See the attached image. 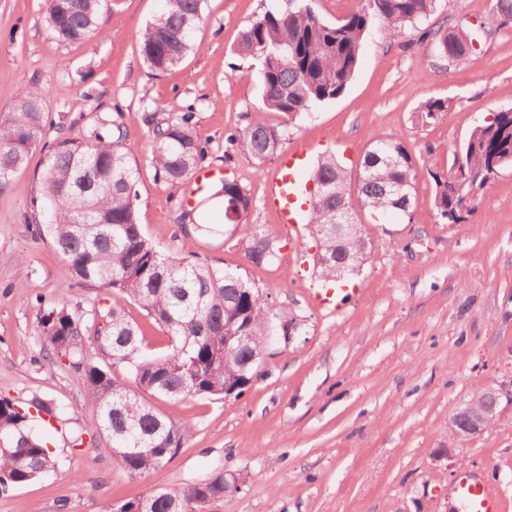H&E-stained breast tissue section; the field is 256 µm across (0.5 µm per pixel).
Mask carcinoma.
Segmentation results:
<instances>
[{
	"mask_svg": "<svg viewBox=\"0 0 512 512\" xmlns=\"http://www.w3.org/2000/svg\"><path fill=\"white\" fill-rule=\"evenodd\" d=\"M439 0H364L361 10L329 23L307 0H279L252 19L242 31L236 53L259 62L258 79L267 111L291 120L307 119L320 105L342 96L359 66L365 35L378 24L391 36L416 28L438 9ZM204 0H167L166 7L144 29L140 48L154 71L175 69L192 49L193 34L203 18ZM106 0H49L45 22L62 43L89 41L99 35L97 18ZM435 54L451 62L470 58L475 41L463 31H428ZM445 111V101L428 99L418 109L424 124ZM152 125V158L171 182L186 179L201 167L205 146L186 119ZM46 125L40 91L20 87L5 120L0 122V183L22 168L40 144ZM122 136L96 137L93 142L64 139L46 158L39 195L32 206L47 223L39 231L68 263L78 283L112 289V305L89 319L64 307L39 309V324L48 361L67 360L85 387V405L95 416L97 431L112 448L113 465L141 476L168 464L183 447L192 428L157 411L144 397L168 400L188 397L224 398V385H242L241 365L263 347L273 313L255 284L239 273L161 252L143 234L136 220L138 194L135 170L122 150ZM288 128L267 122L257 112L229 137L238 149L263 162L279 154ZM504 169H512V108L491 112L471 129L463 145V164L448 177L435 176L434 207L444 224L464 223L477 210L473 189H483ZM415 170L396 136L380 138L364 154L357 191L376 212H410ZM311 179L329 192L310 197L312 234L320 244L315 266L326 281H336V263L355 271L365 253L326 234L347 204L351 182L336 158L319 160ZM224 201L240 204L237 234L246 242L253 264L272 263L277 245L247 221L252 207L248 190L236 181L223 185ZM141 308L162 326L167 349L152 352L141 327L125 312L124 303ZM246 336L247 343L224 348V337ZM94 347V353L88 347ZM53 429L65 408L38 395L26 401L0 398V492L6 493L55 471L57 461L48 438L32 431L41 420ZM238 490L235 479L218 470L177 489L159 488L146 496L152 512H168L163 495L178 499L181 512H199L202 504Z\"/></svg>",
	"mask_w": 512,
	"mask_h": 512,
	"instance_id": "carcinoma-1",
	"label": "carcinoma"
}]
</instances>
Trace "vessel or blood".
<instances>
[{
  "instance_id": "vessel-or-blood-1",
  "label": "vessel or blood",
  "mask_w": 512,
  "mask_h": 512,
  "mask_svg": "<svg viewBox=\"0 0 512 512\" xmlns=\"http://www.w3.org/2000/svg\"><path fill=\"white\" fill-rule=\"evenodd\" d=\"M309 160L308 151L298 148L284 155L276 173L266 184V197L277 212L278 221L289 228L301 224L305 210L298 203V177ZM454 491L466 503L468 512H500V503L485 480L472 474L458 478Z\"/></svg>"
}]
</instances>
